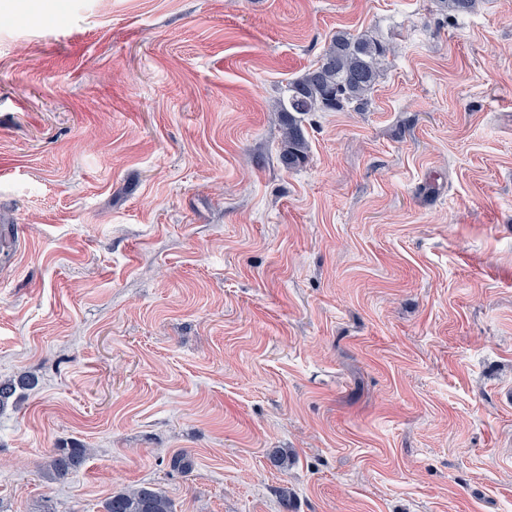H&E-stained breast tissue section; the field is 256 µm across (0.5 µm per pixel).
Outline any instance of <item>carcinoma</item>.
Masks as SVG:
<instances>
[{
	"mask_svg": "<svg viewBox=\"0 0 512 512\" xmlns=\"http://www.w3.org/2000/svg\"><path fill=\"white\" fill-rule=\"evenodd\" d=\"M450 14H462L475 7L476 0H439ZM390 48L365 33L339 31L320 58L299 77L288 81L285 96L275 107L283 126L280 162L288 170L300 167L308 157L309 145L302 116L311 112L363 110L374 89ZM35 378L22 374L0 383V411L19 389H31ZM89 455L82 446L55 448L42 468L43 477L59 482L77 471ZM103 512H173L171 500L152 486H137L109 497Z\"/></svg>",
	"mask_w": 512,
	"mask_h": 512,
	"instance_id": "1",
	"label": "carcinoma"
}]
</instances>
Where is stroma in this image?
Returning a JSON list of instances; mask_svg holds the SVG:
<instances>
[{
    "label": "stroma",
    "mask_w": 512,
    "mask_h": 512,
    "mask_svg": "<svg viewBox=\"0 0 512 512\" xmlns=\"http://www.w3.org/2000/svg\"><path fill=\"white\" fill-rule=\"evenodd\" d=\"M0 16V382L37 381L0 512H512V0ZM339 31L391 52L286 169L274 104ZM89 455V448H54L42 468L43 477L50 482H59L76 472ZM102 512H175L171 500L158 488L137 486L109 497Z\"/></svg>",
    "instance_id": "1"
}]
</instances>
